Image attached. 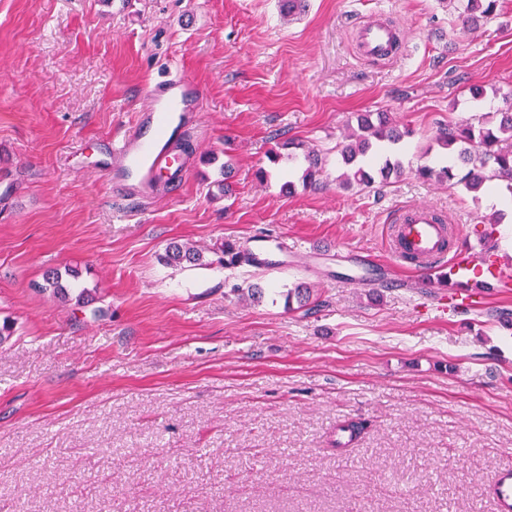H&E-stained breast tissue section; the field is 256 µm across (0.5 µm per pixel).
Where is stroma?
Instances as JSON below:
<instances>
[{"label":"stroma","instance_id":"35a3bbf8","mask_svg":"<svg viewBox=\"0 0 512 512\" xmlns=\"http://www.w3.org/2000/svg\"><path fill=\"white\" fill-rule=\"evenodd\" d=\"M309 2L289 17L279 0H0V512H496L512 292L443 318L438 272L397 289L349 276L357 256L387 261L398 206L440 207L475 247L512 236L486 197L413 173L467 118L469 87L498 90L487 112L512 92V0L475 28L448 0ZM382 11L410 50L362 60L351 23ZM175 66L204 90L190 165L177 189L127 199L109 143ZM380 111L414 131L401 176L368 192L335 162L317 189L273 175L271 153L334 147ZM259 234L316 254L160 260L173 239L208 252ZM50 269L70 300L38 290ZM298 283L311 308L286 305ZM351 420L363 432L337 446Z\"/></svg>","mask_w":512,"mask_h":512}]
</instances>
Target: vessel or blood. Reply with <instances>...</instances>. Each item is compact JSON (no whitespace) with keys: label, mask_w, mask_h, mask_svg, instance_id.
<instances>
[{"label":"vessel or blood","mask_w":512,"mask_h":512,"mask_svg":"<svg viewBox=\"0 0 512 512\" xmlns=\"http://www.w3.org/2000/svg\"><path fill=\"white\" fill-rule=\"evenodd\" d=\"M403 46L400 28L388 17L357 24L355 48L368 61H387ZM203 98V89L182 69L148 86L137 118L121 138L111 145L112 186L120 194L147 197L153 195L159 177L175 165L174 141L190 137L195 127V112ZM450 227L439 208L412 204L398 208L387 235L389 260L382 264L387 280L397 278L401 268H429L444 263L452 273L474 270L470 250L452 249L448 241ZM250 253L261 267L284 266L288 249L281 242L257 241ZM499 512H512V467H504L495 480Z\"/></svg>","instance_id":"1"}]
</instances>
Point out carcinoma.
<instances>
[{"mask_svg": "<svg viewBox=\"0 0 512 512\" xmlns=\"http://www.w3.org/2000/svg\"><path fill=\"white\" fill-rule=\"evenodd\" d=\"M499 0H458L455 9L462 23L475 26L496 14ZM497 124H488L485 115H473L464 123H450L439 129L437 145L452 155V161L444 165L424 162L416 170L423 180H434L460 186L468 192L479 193L495 181L507 183L512 189V106L494 112ZM409 131H402L386 112H363L357 115L356 126L350 127L346 140L329 149H311L304 156L281 155L272 157L273 163L286 161L288 171L302 170V184H322L323 176L331 153L340 156L347 168L342 178L347 184L372 189L376 184L385 183L393 174L403 171L400 159V144ZM215 263L232 268L251 263L247 249L227 239L217 249ZM164 264L173 267L201 266L203 254L193 247L172 244L161 257ZM41 289L54 295L64 296L68 288L62 283L58 271L46 274ZM311 289L297 284L285 294L286 303L297 300L304 307L310 301Z\"/></svg>", "mask_w": 512, "mask_h": 512, "instance_id": "carcinoma-1", "label": "carcinoma"}]
</instances>
